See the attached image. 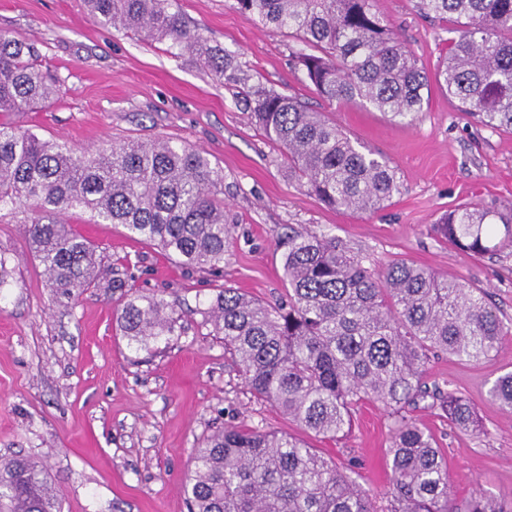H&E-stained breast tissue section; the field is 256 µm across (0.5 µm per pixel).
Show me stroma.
<instances>
[{"label": "stroma", "mask_w": 512, "mask_h": 512, "mask_svg": "<svg viewBox=\"0 0 512 512\" xmlns=\"http://www.w3.org/2000/svg\"><path fill=\"white\" fill-rule=\"evenodd\" d=\"M177 3L192 30L235 54L254 78L300 98L384 156L402 189L375 212L330 208L289 178L235 89L191 57L94 23L84 0H0V32L31 44L36 65L59 82L50 106L5 115V122L79 151L157 137L205 151L224 174V214L234 225L224 273L214 276L179 267L121 225L90 223L79 210L62 214L104 252L101 279L132 274L137 289L174 306L180 335L147 353L122 335L115 320L122 301L111 290L57 302L29 251L26 212L1 211L0 458L42 463L62 512H188L183 483L196 448L216 428L241 426L304 437L339 466H354L357 483L383 497L388 412L362 405L335 440L303 433L252 397L199 313L226 285L264 302L282 297L277 237L294 227L341 240L375 270L405 260L488 290L510 328L497 353L478 362L434 355L423 374L427 386L467 397L481 432L460 431L421 406L409 415L434 435L457 498L479 489L512 496V412L489 395L493 380L512 371V247L477 256L436 231L440 217L456 208L512 205V131L484 127L435 87L422 111L405 120L325 101L295 69L296 42L286 33L246 21L234 0ZM379 7L426 74H434L448 52L449 22L422 16L416 0H379Z\"/></svg>", "instance_id": "obj_1"}]
</instances>
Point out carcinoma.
I'll use <instances>...</instances> for the list:
<instances>
[{
	"label": "carcinoma",
	"mask_w": 512,
	"mask_h": 512,
	"mask_svg": "<svg viewBox=\"0 0 512 512\" xmlns=\"http://www.w3.org/2000/svg\"><path fill=\"white\" fill-rule=\"evenodd\" d=\"M175 0H86L100 25L168 44L224 84L237 88L255 125L280 150L288 176L339 210L377 211L402 184L388 161L295 97L252 81L231 53L188 28ZM250 23L273 26L304 44L295 66L321 97L369 104L392 118L422 111L429 80L397 37L378 0H235ZM426 16L457 24L437 72L439 86L491 129L512 130V0H417ZM34 48L0 32V114L28 112L59 88L31 57ZM224 177L203 152L157 138L78 156L57 142L0 122V210L27 208L25 235L56 298L101 282L96 246L58 215L78 209L95 224H120L129 237L159 248L187 268L219 273L231 243ZM438 231L484 256L512 240V207H464L444 214ZM287 300L270 305L223 287L199 310L224 336V352L246 387L303 431L335 438L355 409L383 406L394 420L384 512H512V499L482 492L459 501L448 466L426 430L407 415L422 402L457 428L474 425L461 394L424 385L431 354L479 361L508 332L484 288L407 262L365 267L334 237L290 229L283 242ZM154 294L124 302L119 328L138 350L178 335V319ZM490 396L512 409V372ZM188 512H378L346 470L290 434L227 427L197 449L184 482ZM0 512H61L45 468L26 457L0 462Z\"/></svg>",
	"instance_id": "obj_1"
}]
</instances>
